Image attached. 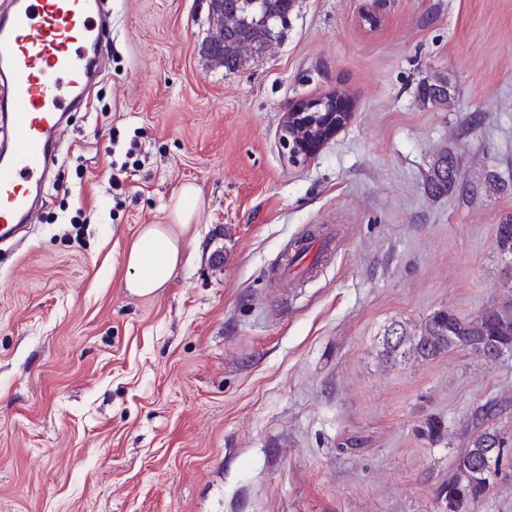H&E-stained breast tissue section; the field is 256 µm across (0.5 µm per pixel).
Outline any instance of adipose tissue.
<instances>
[{
	"label": "adipose tissue",
	"mask_w": 512,
	"mask_h": 512,
	"mask_svg": "<svg viewBox=\"0 0 512 512\" xmlns=\"http://www.w3.org/2000/svg\"><path fill=\"white\" fill-rule=\"evenodd\" d=\"M199 190L191 184L184 185L172 209V224H148L141 228L131 243L126 263L127 290L138 296L155 294L164 281L157 275L158 267L174 272L181 261L182 244L179 230L188 229L194 218L191 200L197 199Z\"/></svg>",
	"instance_id": "adipose-tissue-1"
}]
</instances>
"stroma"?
<instances>
[{"instance_id":"stroma-1","label":"stroma","mask_w":512,"mask_h":512,"mask_svg":"<svg viewBox=\"0 0 512 512\" xmlns=\"http://www.w3.org/2000/svg\"><path fill=\"white\" fill-rule=\"evenodd\" d=\"M104 2L92 108L62 130L37 223L0 246V512H445L490 403L505 453L479 512H512V353L380 346L512 285V0H296L232 73L204 53L205 0ZM438 73L454 97L422 106ZM341 89L350 122L288 164L290 104ZM443 149L461 189L435 198ZM188 183L180 267L130 294V242ZM328 231L301 274L291 246ZM458 161L456 156L448 151L442 150L433 160L425 180V189L429 194H448L456 189Z\"/></svg>"}]
</instances>
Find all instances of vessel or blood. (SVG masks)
<instances>
[{"label":"vessel or blood","mask_w":512,"mask_h":512,"mask_svg":"<svg viewBox=\"0 0 512 512\" xmlns=\"http://www.w3.org/2000/svg\"><path fill=\"white\" fill-rule=\"evenodd\" d=\"M101 0H9L0 13V96L11 149L0 154V242L35 222L60 129L103 76Z\"/></svg>","instance_id":"1"}]
</instances>
